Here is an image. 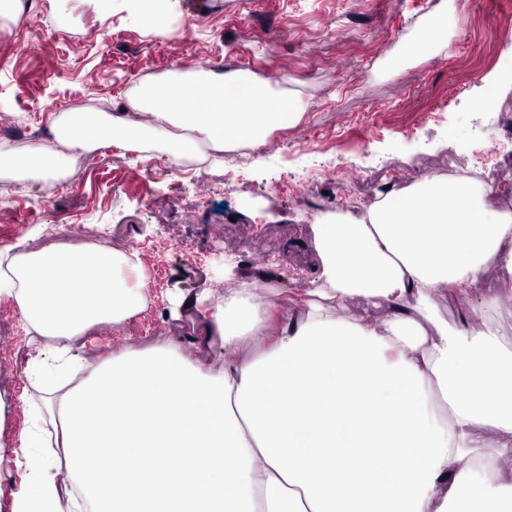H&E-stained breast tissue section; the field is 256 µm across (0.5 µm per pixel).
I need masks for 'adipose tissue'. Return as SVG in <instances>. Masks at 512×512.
I'll return each mask as SVG.
<instances>
[{
	"instance_id": "ef3b65f1",
	"label": "adipose tissue",
	"mask_w": 512,
	"mask_h": 512,
	"mask_svg": "<svg viewBox=\"0 0 512 512\" xmlns=\"http://www.w3.org/2000/svg\"><path fill=\"white\" fill-rule=\"evenodd\" d=\"M128 102L176 165L262 144L301 110L237 70L144 80ZM131 126L122 112L62 113L56 146L21 157L1 141L0 170L95 150ZM486 195L475 177L437 175L323 215L306 299L286 309L277 286L253 280L205 317L204 348L227 354L216 373L175 343L88 370L81 337L149 301L137 253L0 254V291L38 341L11 512H512V339L490 322L512 288L456 325L439 306L490 266L512 272V212ZM358 296L386 318L331 315ZM260 328L265 351L235 357Z\"/></svg>"
}]
</instances>
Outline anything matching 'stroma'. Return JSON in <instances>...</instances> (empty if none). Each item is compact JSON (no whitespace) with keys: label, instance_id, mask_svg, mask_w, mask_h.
<instances>
[{"label":"stroma","instance_id":"1","mask_svg":"<svg viewBox=\"0 0 512 512\" xmlns=\"http://www.w3.org/2000/svg\"><path fill=\"white\" fill-rule=\"evenodd\" d=\"M446 4L447 49L403 59L397 47L417 21ZM41 36L21 44L17 20H0V116L30 134L58 115L114 112L143 77L225 65L303 101L296 123L272 131L273 147L242 172L210 165L184 172L161 153L124 162L102 147L92 164L52 197L38 180L0 190V239L8 252L38 251L49 236L93 250L97 241L137 251L151 287L148 305L118 326L82 338L96 367L122 349L178 343L205 368L222 350L199 351L201 308L181 298L233 290L271 273L298 299L320 259L312 226L349 204L367 206L385 187L419 184L463 162L484 172L491 205L512 210V0H177L147 31L101 0H23ZM497 79L495 109L482 103L484 76ZM125 190L113 196L112 184ZM287 193H278V186ZM30 337L11 298L0 295V512H11L21 475L8 453L33 413L23 397Z\"/></svg>","mask_w":512,"mask_h":512}]
</instances>
